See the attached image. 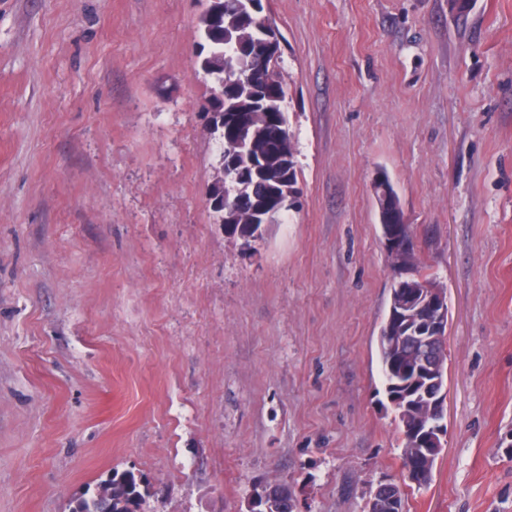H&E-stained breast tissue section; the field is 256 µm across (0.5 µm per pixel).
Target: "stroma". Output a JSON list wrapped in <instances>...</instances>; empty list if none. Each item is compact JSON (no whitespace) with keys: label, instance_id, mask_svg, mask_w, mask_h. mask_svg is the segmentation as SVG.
I'll return each mask as SVG.
<instances>
[{"label":"stroma","instance_id":"obj_1","mask_svg":"<svg viewBox=\"0 0 512 512\" xmlns=\"http://www.w3.org/2000/svg\"><path fill=\"white\" fill-rule=\"evenodd\" d=\"M299 204H208L206 0H0V512H363L405 483L374 182L448 298L447 435L407 512H512V0H263ZM239 181V177L235 175L230 169L224 167V179L220 180V186L223 187L222 205L225 211L239 215L246 213L249 217V223L255 229L254 238H260L263 234L265 224H270L271 212H268L269 207L266 201L263 202H249L244 197L235 196L230 200L228 198L227 183L235 184ZM103 483H112V499L98 502L94 495L87 497L84 494L77 499H81L80 509L75 507L76 500L72 512H140V506L149 494L148 485L129 473L113 472Z\"/></svg>","mask_w":512,"mask_h":512}]
</instances>
